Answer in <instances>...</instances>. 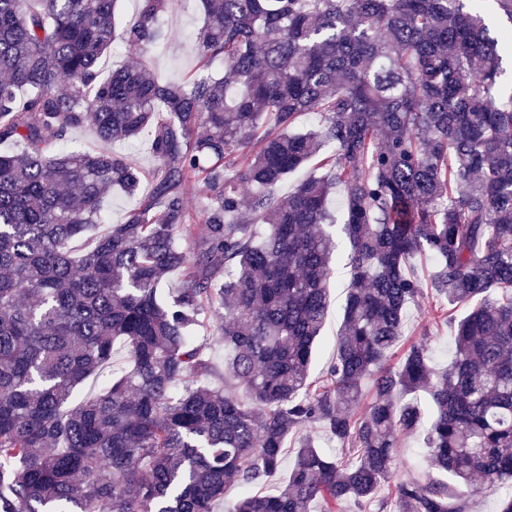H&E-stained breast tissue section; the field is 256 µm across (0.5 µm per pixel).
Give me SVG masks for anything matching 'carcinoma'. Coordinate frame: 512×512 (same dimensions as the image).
I'll use <instances>...</instances> for the list:
<instances>
[{
  "instance_id": "carcinoma-1",
  "label": "carcinoma",
  "mask_w": 512,
  "mask_h": 512,
  "mask_svg": "<svg viewBox=\"0 0 512 512\" xmlns=\"http://www.w3.org/2000/svg\"><path fill=\"white\" fill-rule=\"evenodd\" d=\"M117 2L0 0V512H214L229 485V512H468L483 491L512 512V0L497 28L476 0H203L189 82L145 64L169 0L122 29ZM121 47L138 61L101 77ZM86 124L107 144L149 134V191L111 151L69 147ZM318 156L324 173L275 196ZM115 188L137 202L96 235ZM337 223L351 280L312 381ZM417 253L436 313L471 304L442 370L425 340L387 364L423 297ZM211 312L234 395L194 335ZM427 413L436 476L376 499ZM290 440L288 477L251 492Z\"/></svg>"
}]
</instances>
